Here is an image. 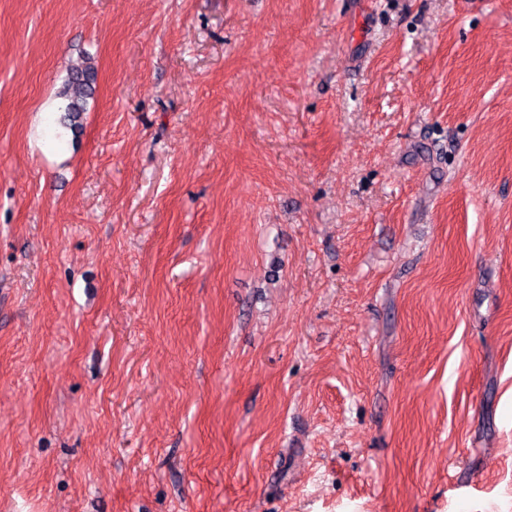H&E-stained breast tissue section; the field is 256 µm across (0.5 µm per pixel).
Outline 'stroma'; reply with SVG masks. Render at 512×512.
<instances>
[{
    "mask_svg": "<svg viewBox=\"0 0 512 512\" xmlns=\"http://www.w3.org/2000/svg\"><path fill=\"white\" fill-rule=\"evenodd\" d=\"M0 512H512V0H0ZM95 81L96 69L91 63L73 66L68 79L58 92V97L63 100V106L60 107L63 112L62 122L73 133L81 127Z\"/></svg>",
    "mask_w": 512,
    "mask_h": 512,
    "instance_id": "1",
    "label": "stroma"
}]
</instances>
